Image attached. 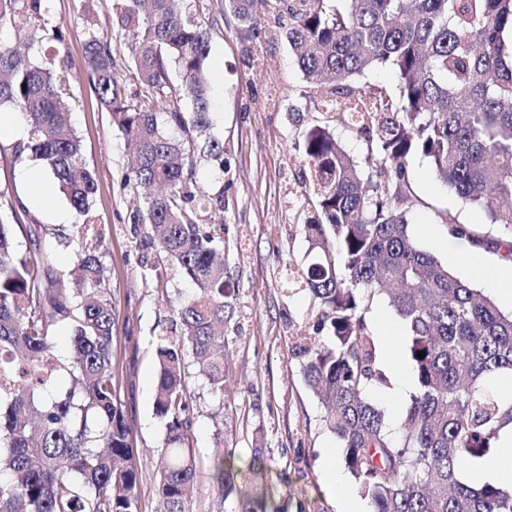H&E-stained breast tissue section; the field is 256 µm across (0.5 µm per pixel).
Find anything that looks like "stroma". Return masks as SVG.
<instances>
[{
    "label": "stroma",
    "instance_id": "obj_1",
    "mask_svg": "<svg viewBox=\"0 0 512 512\" xmlns=\"http://www.w3.org/2000/svg\"><path fill=\"white\" fill-rule=\"evenodd\" d=\"M285 11L282 0H268L251 29L216 8L201 16L212 28L206 61L209 135L223 143L224 162L216 164L199 149L193 163L197 187L224 196V268L237 295L224 325L223 396L207 390L195 366L186 370L188 437L199 462L192 512H237L236 499L223 498L210 480L215 455L227 450L241 468L239 483L272 486L284 512L340 510L324 468L337 442L320 423L323 408L306 387L302 359L292 348L294 335H314L319 309L307 292L284 284L288 271L305 260L301 222L312 191L304 134L322 121L324 111L286 39L268 23ZM42 25L44 52L71 64L68 106L83 159L97 181L94 217L104 240L105 288L114 309L113 374L139 452V512H157L165 427L153 409L156 334L192 286L178 275L156 277V268L166 267L167 260L145 246L150 227L140 214L146 191L132 177L125 137L82 68L84 32L91 26L108 37L122 83L127 92L135 91L131 36L117 22L116 0H48ZM258 43L264 61L255 64L249 51ZM16 145L15 138L0 139V194L8 200L29 194L20 174L36 165L29 153H16ZM409 175L417 198L409 214L411 233L422 248L449 262L467 244L449 235L447 221L482 224L486 218L442 185L427 159L414 156ZM54 205L68 212L67 222L27 206L16 243L23 252L49 251L56 268L69 270L77 249L69 237L77 217L63 194H55ZM257 448L263 451L259 476L247 468Z\"/></svg>",
    "mask_w": 512,
    "mask_h": 512
}]
</instances>
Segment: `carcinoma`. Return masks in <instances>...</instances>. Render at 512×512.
Here are the masks:
<instances>
[{"mask_svg":"<svg viewBox=\"0 0 512 512\" xmlns=\"http://www.w3.org/2000/svg\"><path fill=\"white\" fill-rule=\"evenodd\" d=\"M0 0V22L30 30L24 53L0 47V104L29 127L18 151L42 161L75 210L76 278L50 255H20L17 216L0 215V512H138L137 449L112 375V301L92 233L96 180L82 160L64 100V71L41 55L46 0ZM266 0H222L242 25ZM299 0L284 35L304 80L329 111L346 100L350 128L368 141L351 157L329 119L305 133L314 204L300 285L321 308L327 337L296 346L302 375L323 408L320 421L342 449L370 512H512V486H475L463 473L512 429V395L491 381L512 376V312L456 277L410 231L416 201L409 159L426 158L459 199L480 208L501 234L446 220L448 233L512 262V0ZM132 33L138 89L129 101L110 43L86 31L84 65L101 105L136 149L134 180L165 191L146 198V246L195 286L161 329L155 415L164 423L157 485L161 512H190L197 459L186 446V357L208 390L224 395V335L234 313L225 287L224 199L196 189L195 138L211 123L206 60L211 28L202 0H119ZM181 74L172 84L170 66ZM395 73L393 102L358 84L366 71ZM187 98L192 111L176 101ZM386 296L407 337L416 393L386 430L384 408L366 397L388 384L366 313ZM71 328L68 352L55 331ZM234 456L214 459L213 486L238 512H281L271 493L237 483Z\"/></svg>","mask_w":512,"mask_h":512,"instance_id":"obj_1","label":"carcinoma"}]
</instances>
